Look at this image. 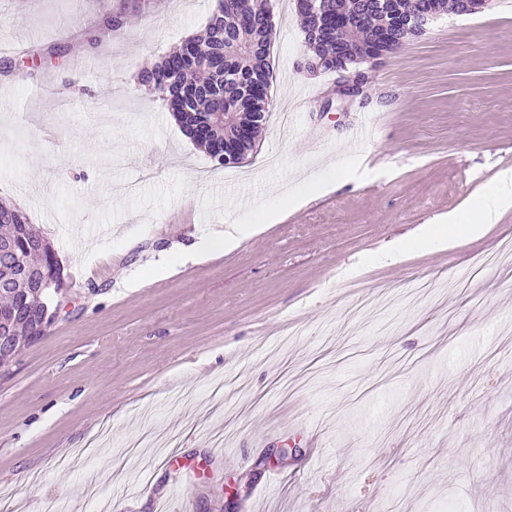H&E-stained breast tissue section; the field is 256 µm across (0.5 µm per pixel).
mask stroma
<instances>
[{"label": "stroma", "instance_id": "35a3bbf8", "mask_svg": "<svg viewBox=\"0 0 512 512\" xmlns=\"http://www.w3.org/2000/svg\"><path fill=\"white\" fill-rule=\"evenodd\" d=\"M216 3L0 0V197L65 281L0 364L9 512H512V277L474 266L512 207L385 254L512 170V0L432 19L329 112L271 0L266 129L226 169L138 82Z\"/></svg>", "mask_w": 512, "mask_h": 512}]
</instances>
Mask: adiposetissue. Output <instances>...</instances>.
<instances>
[{"label": "adipose tissue", "mask_w": 512, "mask_h": 512, "mask_svg": "<svg viewBox=\"0 0 512 512\" xmlns=\"http://www.w3.org/2000/svg\"><path fill=\"white\" fill-rule=\"evenodd\" d=\"M509 207H512V172L505 171L463 212L448 215L424 228L417 243L421 246H445L449 235L456 232L472 233L482 225L496 223L501 211Z\"/></svg>", "instance_id": "obj_1"}]
</instances>
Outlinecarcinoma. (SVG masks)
Masks as SVG:
<instances>
[{
  "mask_svg": "<svg viewBox=\"0 0 512 512\" xmlns=\"http://www.w3.org/2000/svg\"><path fill=\"white\" fill-rule=\"evenodd\" d=\"M271 0H217L205 33L186 39L178 50L142 71L139 82L173 113L193 143L219 167L220 156L231 153L248 157L259 145L268 114V88L272 71L270 49L273 28L265 23ZM324 20L328 31L317 40H304L305 56L321 63V72L336 70V55L353 69L370 52L402 46L414 31L395 23L398 14L415 11L442 14L457 9L458 0H393L389 11L375 8L377 0H349L359 22L353 28H336V6ZM16 207L0 199V235L13 234ZM17 253L33 274L45 268L55 253L43 237L17 241ZM56 294L30 289L22 297L0 292V315L13 317L14 335L28 339L32 317L52 308Z\"/></svg>",
  "mask_w": 512,
  "mask_h": 512,
  "instance_id": "cac0c4a2",
  "label": "carcinoma"
}]
</instances>
